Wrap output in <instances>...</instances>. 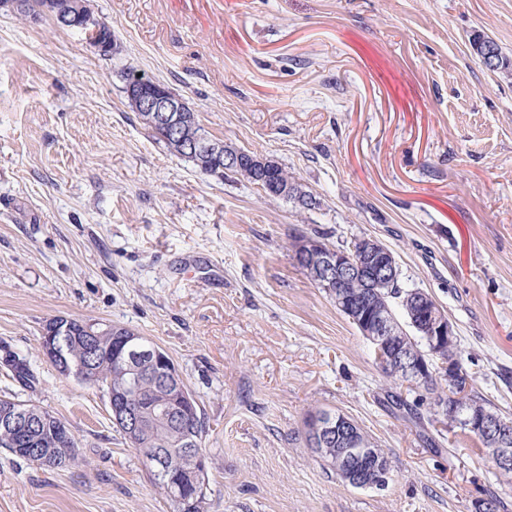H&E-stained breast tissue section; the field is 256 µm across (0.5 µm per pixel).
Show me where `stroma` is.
<instances>
[{
    "instance_id": "1",
    "label": "stroma",
    "mask_w": 512,
    "mask_h": 512,
    "mask_svg": "<svg viewBox=\"0 0 512 512\" xmlns=\"http://www.w3.org/2000/svg\"><path fill=\"white\" fill-rule=\"evenodd\" d=\"M103 53L46 15L0 11V348L39 373L0 396L66 422L78 464L0 448V512H171L108 397L38 352L47 319L120 324L167 351L206 422L207 512H474L512 483L481 444L398 411L370 344L296 267L319 229L393 251L444 307L475 389L512 415V0H89ZM159 80L225 144L278 161L312 210L200 174L132 112ZM341 413L391 465L355 488L306 446ZM472 46L475 54L487 69L512 76V60L502 53L497 43L478 36L473 39Z\"/></svg>"
}]
</instances>
